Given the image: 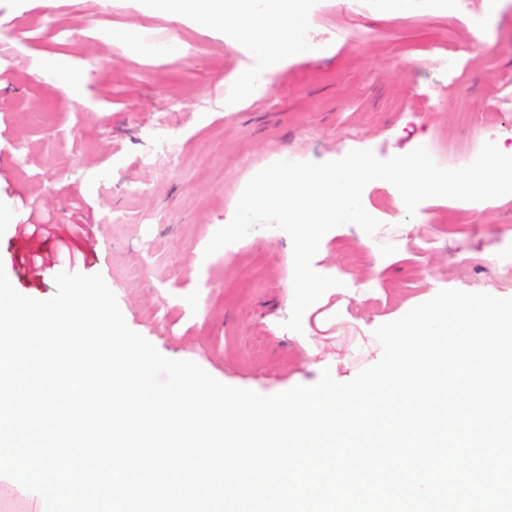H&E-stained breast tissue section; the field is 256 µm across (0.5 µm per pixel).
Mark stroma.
Returning a JSON list of instances; mask_svg holds the SVG:
<instances>
[{
	"instance_id": "1",
	"label": "stroma",
	"mask_w": 512,
	"mask_h": 512,
	"mask_svg": "<svg viewBox=\"0 0 512 512\" xmlns=\"http://www.w3.org/2000/svg\"><path fill=\"white\" fill-rule=\"evenodd\" d=\"M305 35L307 50L284 53L269 87L245 98L240 76L269 53L227 44L220 22L152 0H0V269L14 289L46 300L59 273L102 275L161 355L265 396L316 384L314 350L347 354L335 380L352 381L383 353L376 329L439 291L512 298V194L431 198L411 214L391 183L367 184L379 228L331 229L312 266L372 289L331 295L303 335L285 327L287 233L257 227L205 256L276 161L363 149L387 160L422 142L440 167H463L485 143L512 147V0H461L453 15L436 0H314ZM73 80L82 102L63 91ZM77 210L100 247L75 264L59 246ZM44 214L50 234L29 242L21 224ZM35 247L50 263L32 287L19 265Z\"/></svg>"
}]
</instances>
